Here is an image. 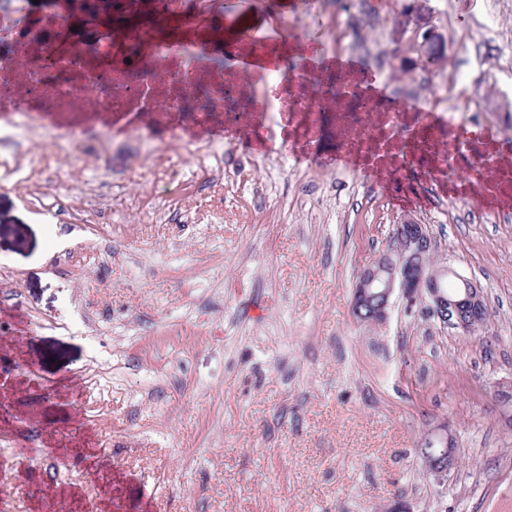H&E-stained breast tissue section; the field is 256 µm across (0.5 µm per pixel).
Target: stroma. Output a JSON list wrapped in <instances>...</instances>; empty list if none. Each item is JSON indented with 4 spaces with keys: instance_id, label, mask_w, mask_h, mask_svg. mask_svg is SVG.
Here are the masks:
<instances>
[{
    "instance_id": "35a3bbf8",
    "label": "stroma",
    "mask_w": 512,
    "mask_h": 512,
    "mask_svg": "<svg viewBox=\"0 0 512 512\" xmlns=\"http://www.w3.org/2000/svg\"><path fill=\"white\" fill-rule=\"evenodd\" d=\"M50 0L29 6L24 35L0 41L23 72L38 58ZM383 25L353 56L379 69L377 111L223 113V95L254 94V67L197 71L219 113L211 125L172 124L165 112L115 115L85 91L78 112H46L36 134L84 128L99 145L101 187L179 201L197 221L148 224L113 215L96 253L48 249L78 234L37 222L0 181V259L18 281L0 293V512H504L512 504V426L495 398L512 380V70L485 44L512 47V0H467L468 23L422 81L397 57L400 0H382ZM262 4L206 11L208 29L273 25ZM462 85L443 87L449 71ZM479 100L477 115L457 111ZM409 104L396 114L397 101ZM432 117L417 165L393 128ZM477 119L472 152L501 154L497 171L460 161L441 168L448 131ZM221 138L224 164L262 159L244 184L135 176L142 157ZM342 152L346 163L318 157ZM426 225L433 249L480 286L488 319L466 333L427 299L393 297L382 324L351 314L360 270L390 250L394 224ZM87 322L60 329L73 308ZM452 438L454 465L437 484L417 455L431 429ZM52 456L57 471L46 474Z\"/></svg>"
}]
</instances>
